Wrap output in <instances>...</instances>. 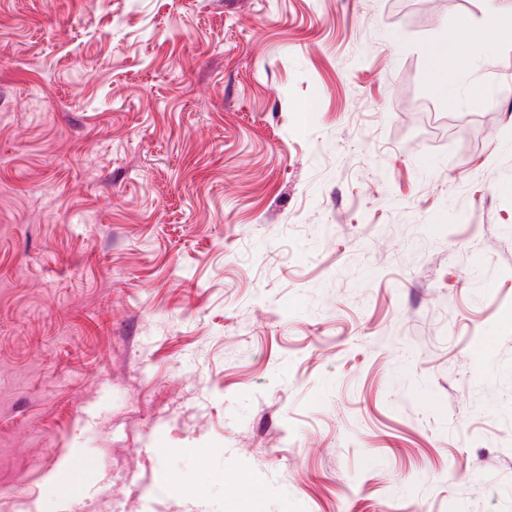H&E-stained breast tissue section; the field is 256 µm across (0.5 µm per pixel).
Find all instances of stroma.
<instances>
[{
    "label": "stroma",
    "mask_w": 512,
    "mask_h": 512,
    "mask_svg": "<svg viewBox=\"0 0 512 512\" xmlns=\"http://www.w3.org/2000/svg\"><path fill=\"white\" fill-rule=\"evenodd\" d=\"M509 82L512 0H0V512H512Z\"/></svg>",
    "instance_id": "stroma-1"
}]
</instances>
